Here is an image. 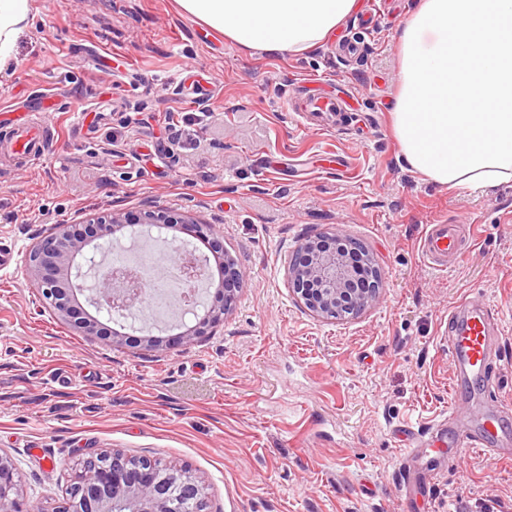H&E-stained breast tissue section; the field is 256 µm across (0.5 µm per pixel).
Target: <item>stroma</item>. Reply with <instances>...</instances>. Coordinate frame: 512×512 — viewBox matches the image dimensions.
Instances as JSON below:
<instances>
[{
    "label": "stroma",
    "mask_w": 512,
    "mask_h": 512,
    "mask_svg": "<svg viewBox=\"0 0 512 512\" xmlns=\"http://www.w3.org/2000/svg\"><path fill=\"white\" fill-rule=\"evenodd\" d=\"M413 0H358L319 49L246 52L182 15L176 0H30L0 73V113H58L33 167L0 124V453L34 512H60L77 463L117 450L189 469L205 512H399L402 439L442 419L453 369L443 331L476 296L501 313L512 399V183L471 192L404 163L390 111L396 32ZM208 78L184 90L182 73ZM345 95L346 111L301 121L292 99ZM202 124L188 125L198 109ZM217 225L245 273L223 324L156 352L78 335L28 285L22 258L51 225L144 205ZM465 225L445 270L418 249L425 225ZM362 243L383 286L360 314L326 320L288 286L310 236ZM417 512H512V460L462 453Z\"/></svg>",
    "instance_id": "obj_1"
}]
</instances>
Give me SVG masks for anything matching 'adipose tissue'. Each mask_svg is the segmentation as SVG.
Masks as SVG:
<instances>
[{
  "instance_id": "obj_1",
  "label": "adipose tissue",
  "mask_w": 512,
  "mask_h": 512,
  "mask_svg": "<svg viewBox=\"0 0 512 512\" xmlns=\"http://www.w3.org/2000/svg\"><path fill=\"white\" fill-rule=\"evenodd\" d=\"M246 51L322 46L357 0H177ZM30 0H0V71ZM393 133L405 162L448 189L512 181V0H414L400 25Z\"/></svg>"
}]
</instances>
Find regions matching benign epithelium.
I'll return each mask as SVG.
<instances>
[{
  "label": "benign epithelium",
  "instance_id": "7a95c632",
  "mask_svg": "<svg viewBox=\"0 0 512 512\" xmlns=\"http://www.w3.org/2000/svg\"><path fill=\"white\" fill-rule=\"evenodd\" d=\"M182 224L196 236H207L214 251H224V239L214 224H199L186 214L151 206L138 212L111 211L79 224H56L26 253L28 280L41 292L50 311L82 336L105 343H124L132 348L163 350L190 346L208 330L224 322L244 284L238 262L225 259L218 296L211 306L202 303L199 284L207 280L206 258L188 242L172 240L175 248H187L189 267H203L196 275L184 311L204 309L198 324L175 336H130L119 320L123 311L144 299L138 278L129 271L118 274L109 264L95 260V250L107 240L118 242L145 228H169ZM91 276L86 287L80 280ZM288 282L293 293L316 315L324 319L353 316L372 304L380 290L381 274L364 246L336 232L318 234L305 240L288 261ZM95 310L90 313L77 304L78 296ZM108 315L104 325L99 313ZM19 476L12 457L0 454V512H20L14 494ZM202 485L184 468L169 466L161 473L146 461L138 462L119 452H103L101 458L85 459L75 473L63 512H177V504L193 501L202 506Z\"/></svg>",
  "mask_w": 512,
  "mask_h": 512
}]
</instances>
